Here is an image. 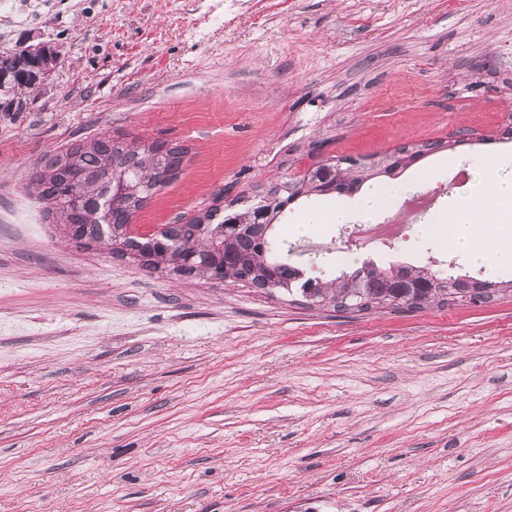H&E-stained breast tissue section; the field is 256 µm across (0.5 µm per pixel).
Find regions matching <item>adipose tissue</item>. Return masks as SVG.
Masks as SVG:
<instances>
[{
	"mask_svg": "<svg viewBox=\"0 0 512 512\" xmlns=\"http://www.w3.org/2000/svg\"><path fill=\"white\" fill-rule=\"evenodd\" d=\"M473 199L452 207L435 226L420 225L422 234L437 232L453 253L495 269L512 266V225L500 221L499 208L512 203V172L491 166L474 176Z\"/></svg>",
	"mask_w": 512,
	"mask_h": 512,
	"instance_id": "obj_1",
	"label": "adipose tissue"
}]
</instances>
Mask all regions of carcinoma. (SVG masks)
Listing matches in <instances>:
<instances>
[{
    "label": "carcinoma",
    "mask_w": 512,
    "mask_h": 512,
    "mask_svg": "<svg viewBox=\"0 0 512 512\" xmlns=\"http://www.w3.org/2000/svg\"><path fill=\"white\" fill-rule=\"evenodd\" d=\"M53 47H43L35 55L25 56L12 49L0 51V91L29 88L41 78L48 60L54 59ZM437 149L453 151L451 143H423L413 147L403 146L378 164H349L343 169L345 176L325 185L315 184L302 176L269 183L263 188V197L274 206L257 224L242 225L235 235L233 250L236 265L226 279L238 280L249 275L257 286L270 281L281 283L278 291L293 295V286L300 285V304L330 305L337 311L365 313L373 310L415 312L431 307L445 308L467 305L474 301L490 303L509 293L512 279L489 281L467 275H452L437 269L429 262L424 264L392 263L386 267L372 261L341 271L335 278L337 285L323 290L313 287L315 279L306 276L305 270L288 262V242L273 236L274 226L286 217L285 207L299 199L321 201L331 196H351L360 187L382 175H396L420 157ZM188 149L168 142H152L143 147L133 146L110 136L72 145L62 154L44 158L41 166L32 172L31 180L43 187L42 195L60 212L69 224L77 225L84 237L83 243L111 240L117 231L130 223L132 216L147 201L180 173ZM83 180L97 183L102 189L112 186L113 179H121L129 192L112 200L108 208L76 202L79 193L74 174ZM236 200L224 206V213L211 208L188 224H177L170 236L159 245L166 254H158L153 262L139 268L156 272L160 266H169L184 256L196 242L210 237V232L237 215L233 211ZM408 278L421 281L427 287L417 292H401L388 288V284Z\"/></svg>",
    "instance_id": "cac0c4a2"
}]
</instances>
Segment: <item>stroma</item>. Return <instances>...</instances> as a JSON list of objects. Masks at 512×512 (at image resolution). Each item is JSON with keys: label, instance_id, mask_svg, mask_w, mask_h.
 Here are the masks:
<instances>
[{"label": "stroma", "instance_id": "obj_1", "mask_svg": "<svg viewBox=\"0 0 512 512\" xmlns=\"http://www.w3.org/2000/svg\"><path fill=\"white\" fill-rule=\"evenodd\" d=\"M51 75L0 94V512H512V296L342 314L150 273L64 237L30 174L102 135L187 146L132 217L182 224L330 159L429 153L404 198L512 171V0H0V50ZM277 225L328 282L345 262L484 268L436 238Z\"/></svg>", "mask_w": 512, "mask_h": 512}]
</instances>
